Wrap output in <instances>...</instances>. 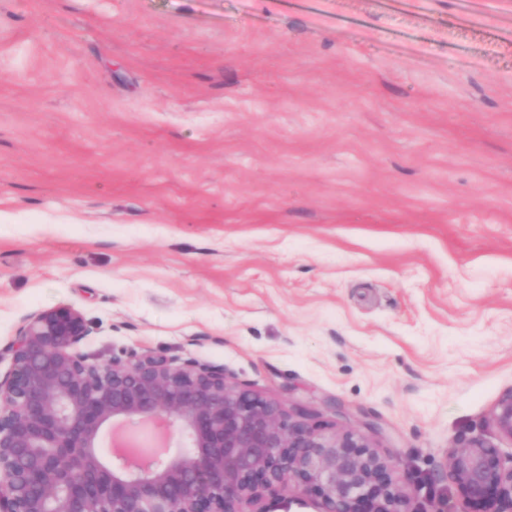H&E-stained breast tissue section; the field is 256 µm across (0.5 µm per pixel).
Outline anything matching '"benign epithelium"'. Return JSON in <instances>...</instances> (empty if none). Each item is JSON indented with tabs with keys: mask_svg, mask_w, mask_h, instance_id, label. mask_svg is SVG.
<instances>
[{
	"mask_svg": "<svg viewBox=\"0 0 512 512\" xmlns=\"http://www.w3.org/2000/svg\"><path fill=\"white\" fill-rule=\"evenodd\" d=\"M83 314L30 315L0 375V512H264L288 490L319 493L322 512H429L360 429L330 430L239 384L221 365L136 352L95 362ZM512 440V388L491 411ZM180 434L170 456L113 440L105 427ZM448 480L463 510L488 501L512 512V454L481 437L451 449Z\"/></svg>",
	"mask_w": 512,
	"mask_h": 512,
	"instance_id": "obj_1",
	"label": "benign epithelium"
}]
</instances>
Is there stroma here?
<instances>
[{
    "label": "stroma",
    "mask_w": 512,
    "mask_h": 512,
    "mask_svg": "<svg viewBox=\"0 0 512 512\" xmlns=\"http://www.w3.org/2000/svg\"><path fill=\"white\" fill-rule=\"evenodd\" d=\"M191 356L457 512L512 441V0H0V350ZM491 420L497 432L512 441V388L505 391L494 405ZM446 474L460 494L459 512H474L467 508L488 501L496 504L494 512H512V453L504 456L482 437H473L451 449Z\"/></svg>",
    "instance_id": "1"
}]
</instances>
